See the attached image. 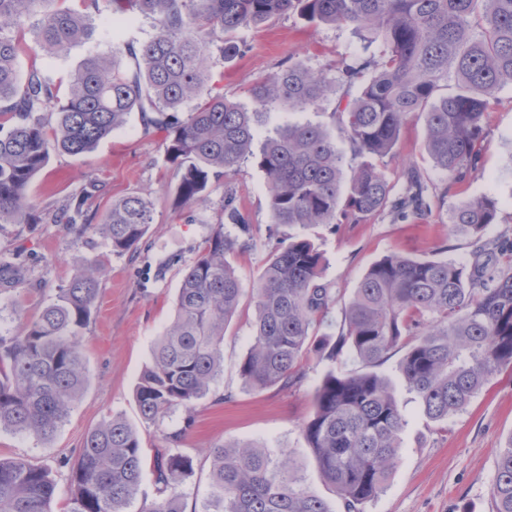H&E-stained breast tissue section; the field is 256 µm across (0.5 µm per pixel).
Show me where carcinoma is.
Returning <instances> with one entry per match:
<instances>
[{
    "label": "carcinoma",
    "instance_id": "carcinoma-1",
    "mask_svg": "<svg viewBox=\"0 0 512 512\" xmlns=\"http://www.w3.org/2000/svg\"><path fill=\"white\" fill-rule=\"evenodd\" d=\"M104 2L113 25L138 17L156 34L139 46L117 44L90 54L74 72L66 101L35 70L21 77L19 39L10 31L26 17L46 54L61 56L90 41L92 15L55 6L57 0H0V223L29 224L34 204L27 190L53 150L87 153L122 127L132 112L164 132L165 158L179 172L177 204L207 202L211 177L256 161L267 178L274 224L358 222L379 212L426 222L432 214L417 171L393 192L371 158L395 149L401 126L425 117L426 149L448 179L464 182L478 165L485 115L494 94L512 84V0H90ZM309 23L350 27L378 41L377 55L312 70L298 63L252 85L249 103L210 95L189 110L208 77L213 35L224 61L240 52L232 34L283 15ZM135 62V70L124 57ZM454 90L438 94L448 82ZM343 90L336 111L340 134L356 158L344 181L336 137L320 125H279L253 146L274 109L315 106ZM55 115L45 122L44 113ZM231 224H248L224 201ZM67 231L100 235L117 254L133 253L153 223V203L132 194L112 203L101 224L78 222ZM491 197L463 201L450 223L476 239L497 223ZM242 248L237 236L214 231L183 270L172 324L154 342L136 401L142 418L162 422L176 409L191 412L224 371V331L239 305L242 283L227 255ZM101 268H80L56 300L17 332L0 330V431L51 440L90 382L82 329L98 297ZM323 257L313 242L290 237L266 263L252 288L257 316L239 374L243 385L284 387L298 379L304 355L334 361L349 351L367 366L405 349L400 371L426 415L442 420L461 411L488 379L512 369V245L483 243L465 268L451 260L387 255L373 263L343 309L338 336L336 299L321 282ZM406 419L391 383L371 371H328L302 426L318 468L346 512L385 488L397 467ZM210 496L202 512H331L297 475L291 453L273 457L261 445L207 449ZM138 430L113 416L91 430L70 473L67 512H130L143 477ZM192 460L167 448L154 461L159 496L139 512H185L180 487ZM57 484L51 470L25 459L0 460V512H52ZM493 512H512V439L499 449Z\"/></svg>",
    "mask_w": 512,
    "mask_h": 512
}]
</instances>
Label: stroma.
Segmentation results:
<instances>
[{
	"label": "stroma",
	"mask_w": 512,
	"mask_h": 512,
	"mask_svg": "<svg viewBox=\"0 0 512 512\" xmlns=\"http://www.w3.org/2000/svg\"><path fill=\"white\" fill-rule=\"evenodd\" d=\"M156 32L151 20L140 18L113 35L108 17H101L92 42L53 57L25 41L20 71L38 69L66 90L71 75L85 56L110 50L116 42L147 41ZM241 47L231 62L220 52L211 58V79L205 88L226 98L245 101L247 89L289 64L311 69L335 67L343 59L377 53L345 27L310 24L294 15L263 26L241 28L234 34ZM334 96L303 111L269 113L265 127L318 124L334 129ZM487 137L476 173L454 184L428 155L426 125L413 115L402 125L393 153L378 165L394 188L402 173L415 167L426 181L436 207L430 222L397 221L377 213L357 224L276 225L271 221L266 177L250 161L228 176L211 179L203 207H178L174 189L176 169L164 159L162 133L145 128L140 113H131L125 126L81 155L51 154L47 166L28 187L38 207L35 224H0V260L22 261L21 281L0 285V327L16 329L56 299L77 267L100 265L104 274L90 319L82 331L91 376L81 400L50 442L31 434L0 432V459L23 458L49 465L58 493L54 512H64L69 498L70 465L76 462L87 433L104 419L123 416L140 432L145 464L140 490L132 507L139 512L158 495L154 460L168 448L167 432L193 425L178 444L193 461V471L181 491L185 512H200L210 492L209 448L225 443L253 442L271 454L290 451L304 485L322 497L331 512H344L331 487L323 480L301 426L312 414L316 389L328 370H360L352 356L336 362L304 357L300 378L293 385L252 390L239 377V364L253 336L255 299L252 288L279 242L291 236L311 240L323 255V280L338 297L330 317L341 321V302L349 300L365 271L390 254L419 259H451L467 266L477 240L451 231L448 213L460 201L491 195L499 201L497 223L488 225L481 240L512 241V85L499 89L486 117ZM246 218L249 245L231 256L244 288L236 315L224 336V372L211 392L195 402L192 412L177 410L169 419L152 424L142 419L136 401L138 379L151 361L152 345L171 324L182 270L216 229L235 233L224 215L225 191ZM133 193L154 204V222L137 252L113 254L97 234L78 237L67 232L63 214L82 208L91 223H102L113 201ZM178 264L160 269L168 257ZM399 354L377 368L388 378L406 418L401 434L400 460L383 492L368 502L364 512H492L491 488L498 448L512 438V370L505 368L461 411L441 421L431 420L418 396L407 389L399 371Z\"/></svg>",
	"instance_id": "obj_1"
}]
</instances>
